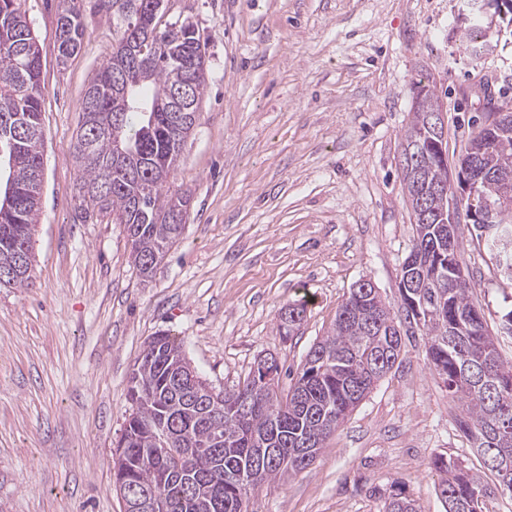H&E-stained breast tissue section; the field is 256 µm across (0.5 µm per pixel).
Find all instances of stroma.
<instances>
[{
	"label": "stroma",
	"instance_id": "obj_1",
	"mask_svg": "<svg viewBox=\"0 0 512 512\" xmlns=\"http://www.w3.org/2000/svg\"><path fill=\"white\" fill-rule=\"evenodd\" d=\"M462 0H170L205 46L206 89L172 183L184 230L151 278L133 267L123 225L79 224L71 144L83 93L112 53L114 26L86 10L81 52L57 60L60 0H22L41 58L44 175L32 281L0 288V512H123L112 452L133 408L145 341L170 333L215 392L274 356L288 388L350 289L372 281L399 308L415 236L399 169L414 84L434 86L448 156L467 121L512 87V36L473 59L459 49ZM456 249L472 298L512 361L501 317L512 280L475 229ZM307 300L298 333L280 309ZM419 328L401 362L286 480L259 486L249 512H384L400 485L419 512H445L430 460L478 469L457 403L431 370Z\"/></svg>",
	"mask_w": 512,
	"mask_h": 512
}]
</instances>
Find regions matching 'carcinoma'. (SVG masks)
Wrapping results in <instances>:
<instances>
[{
	"label": "carcinoma",
	"mask_w": 512,
	"mask_h": 512,
	"mask_svg": "<svg viewBox=\"0 0 512 512\" xmlns=\"http://www.w3.org/2000/svg\"><path fill=\"white\" fill-rule=\"evenodd\" d=\"M83 0H64L57 17L56 40L61 65L82 49L85 25ZM152 0H96V6L119 20L112 55L90 82L93 100L82 98L80 111L91 112L80 122L72 157L79 171L76 190L79 218L88 223L113 215L131 236V258L139 274L150 277L182 234L190 196L170 192L166 184L175 169L189 128L170 120L177 109L167 106V90L191 83L194 99L206 88L205 51L192 23L162 22ZM460 46L481 58L493 52L486 39L485 18L473 15L461 24ZM152 35L142 59L122 54L135 33ZM39 49L22 11L21 0H0V147L10 149L8 178L14 194L8 208L0 206V288H23L32 268V238L37 224L43 175L42 103ZM402 143L426 142L431 115L441 108L430 85L419 80ZM122 147L123 164L115 165ZM480 168L512 175V125L493 140L484 126L465 147ZM447 159L431 152L427 176L441 194L426 200L431 211L454 208L468 215L461 180L449 177ZM406 201L414 206L419 192L416 173L401 168ZM512 236V208L498 211L488 228L490 249L499 267L512 280V248L504 251L503 234ZM426 266V284L419 289L427 313L415 321L428 339L430 368L442 377L448 395L461 408L457 425L473 443L482 467L496 478L495 487L481 473L444 455L431 459L439 476L447 512H483L486 498L500 491L512 494V446L495 443L502 430L512 431V362L502 359L481 309L471 299L472 282L460 255L441 243L440 226L416 225V237L405 258L400 279ZM366 327L363 309L348 294L328 334L309 349L288 392L280 390V366L273 356L259 359L235 388L214 393L196 373L183 347L166 333L152 337L137 357L130 375L128 397L135 406L114 450V487L155 493L166 512H247L249 492L261 482L295 475L306 466L296 463V442L324 440L345 421L386 375L380 362H398L401 340L390 305L378 300ZM306 305L290 303L279 316L283 337L297 333ZM273 373L263 381L261 365ZM269 428L273 447L285 451L277 463L254 468V434ZM192 448L184 461L180 450ZM386 512H418L414 500L398 486Z\"/></svg>",
	"instance_id": "obj_1"
}]
</instances>
